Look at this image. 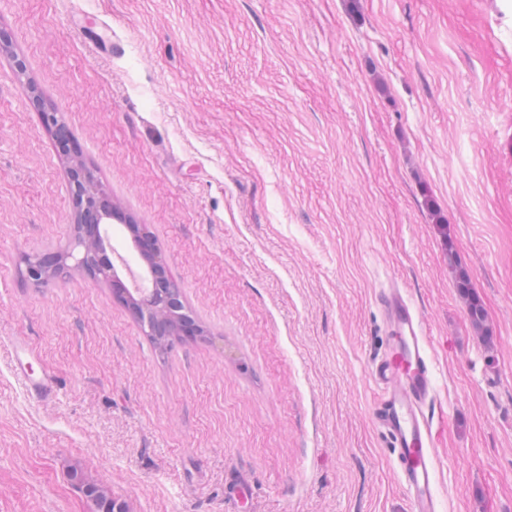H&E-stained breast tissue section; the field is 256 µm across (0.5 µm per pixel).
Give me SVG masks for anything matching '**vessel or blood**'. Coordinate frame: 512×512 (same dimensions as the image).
<instances>
[{"instance_id": "b4317fda", "label": "vessel or blood", "mask_w": 512, "mask_h": 512, "mask_svg": "<svg viewBox=\"0 0 512 512\" xmlns=\"http://www.w3.org/2000/svg\"><path fill=\"white\" fill-rule=\"evenodd\" d=\"M385 332L370 376L378 393L372 422L392 449L391 471L407 497V512H440L436 432L429 414L435 395L436 361L425 318L403 289L375 292ZM38 355L25 341L17 342L13 370L32 395L51 396L56 381L50 370L34 374Z\"/></svg>"}]
</instances>
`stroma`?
Wrapping results in <instances>:
<instances>
[{
  "instance_id": "obj_1",
  "label": "stroma",
  "mask_w": 512,
  "mask_h": 512,
  "mask_svg": "<svg viewBox=\"0 0 512 512\" xmlns=\"http://www.w3.org/2000/svg\"><path fill=\"white\" fill-rule=\"evenodd\" d=\"M0 29V512H89L76 469L127 512H406L370 417L391 282L436 358L444 512H512V0H0ZM45 108L204 340L24 281L75 219ZM457 288L466 299L468 317L471 323L476 327L483 326L487 319V313L480 300L473 295L472 286L466 273H459ZM38 358L34 347L27 341H18L16 344L14 358V373L26 383L32 395L40 399L51 396L56 388V381L53 373L44 368L38 377H33L32 361Z\"/></svg>"
}]
</instances>
